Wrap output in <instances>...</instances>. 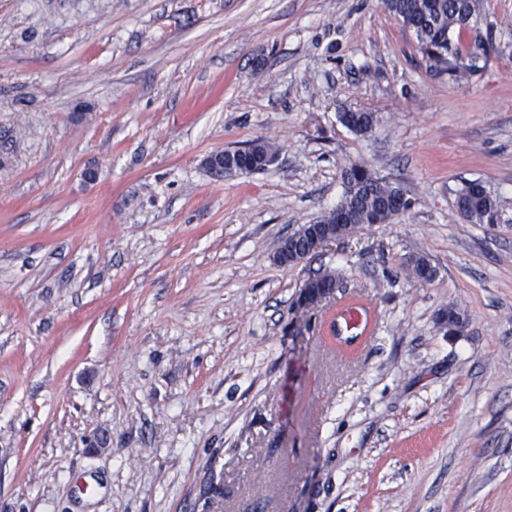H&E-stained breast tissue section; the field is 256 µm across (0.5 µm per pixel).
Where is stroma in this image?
<instances>
[{
	"mask_svg": "<svg viewBox=\"0 0 512 512\" xmlns=\"http://www.w3.org/2000/svg\"><path fill=\"white\" fill-rule=\"evenodd\" d=\"M481 27L452 82L381 0H0V512H512V0ZM354 164L409 209L279 266ZM342 122L359 135L369 134L373 131L377 119L371 112H344L341 115ZM251 145L245 148H238L234 149L232 151H245L244 153L238 152V156L236 155L234 158V162L239 165L240 167H245L248 171L246 174L253 173L256 171H261L262 169H265L263 164L265 158L270 156L273 153H276L272 150L271 146L267 144L266 142H260L258 144L253 145L251 148ZM250 149V150H249ZM249 150V151H246ZM235 152V153H236ZM234 153V155H235ZM257 164L256 170L253 169L254 164ZM458 210L472 223L494 222L497 214L496 204L484 188L468 182L458 192ZM337 326L341 336H357L363 327H366L369 319L368 315L357 309L347 308L343 310L336 318Z\"/></svg>",
	"mask_w": 512,
	"mask_h": 512,
	"instance_id": "1",
	"label": "stroma"
}]
</instances>
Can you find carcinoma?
Instances as JSON below:
<instances>
[{"instance_id":"1","label":"carcinoma","mask_w":512,"mask_h":512,"mask_svg":"<svg viewBox=\"0 0 512 512\" xmlns=\"http://www.w3.org/2000/svg\"><path fill=\"white\" fill-rule=\"evenodd\" d=\"M386 9L414 34L418 46L440 49L447 56H437L430 67L448 75L450 81H460L478 75L483 67L469 53L470 34L466 27L469 16L479 18L480 0H387ZM342 122L359 135L373 131L377 119L371 112H344ZM273 154L265 142L253 145L239 154L234 162L248 172L264 169V160ZM344 192L334 211L326 212L320 224L336 222L342 239L363 224H386L394 219L392 198L400 188L378 176L364 165H352L343 172ZM458 210L472 223H491L497 210L495 201L484 188L468 182L458 192Z\"/></svg>"}]
</instances>
